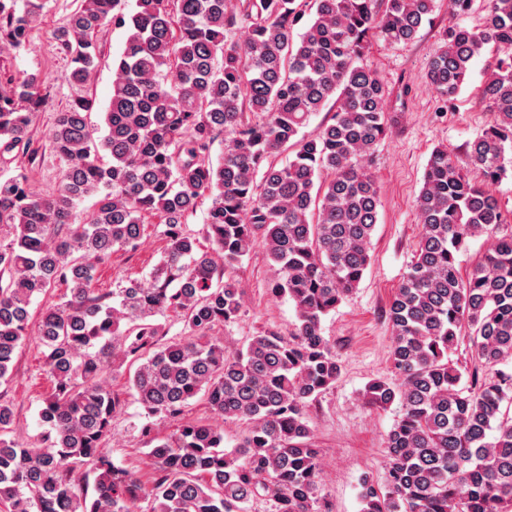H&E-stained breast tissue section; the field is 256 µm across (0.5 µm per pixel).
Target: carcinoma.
<instances>
[{"label":"carcinoma","instance_id":"cac0c4a2","mask_svg":"<svg viewBox=\"0 0 512 512\" xmlns=\"http://www.w3.org/2000/svg\"><path fill=\"white\" fill-rule=\"evenodd\" d=\"M23 2L19 12L0 0V52L24 45L41 15L43 0ZM384 2L313 0L304 24L303 0H135L130 15L122 0H81L58 35L69 82L87 84L102 27L128 31L104 134L93 137L94 100L77 96L53 115L55 188L36 192L25 172L0 179V382L33 337L53 381L35 441L16 435L14 407L0 400L9 512H130L141 497L150 512H246L256 499L273 512H330L306 409L340 375L322 321L362 281L381 206L365 159L387 135L389 89L365 50L371 37L413 41L434 10V0ZM485 10L483 27L445 30L423 76L451 100L472 61L496 49L479 90L493 124L465 161L441 146L425 167L418 248L386 311L397 380L364 391L400 414L386 437V483L362 479V512H512V372L498 368L512 361V230L488 190L512 167V0H485ZM40 84L36 74L0 83L1 150L28 144ZM330 102L331 122L300 135ZM86 196L95 209L75 224ZM205 199L209 251L184 225ZM150 216L167 247L149 275L94 287L97 265L135 247ZM482 236L488 246L464 278L460 254ZM257 246L296 321L228 353L211 331L240 317L234 274ZM58 282L68 293L44 303L31 331L33 300ZM167 311L186 335L166 337L154 317ZM465 327L482 370L462 387L449 353ZM127 362L138 364L129 390L146 417H177L201 395L213 417L247 424L241 441L224 449V431L202 421L155 437L143 486L104 451L126 405L107 378Z\"/></svg>","mask_w":512,"mask_h":512}]
</instances>
